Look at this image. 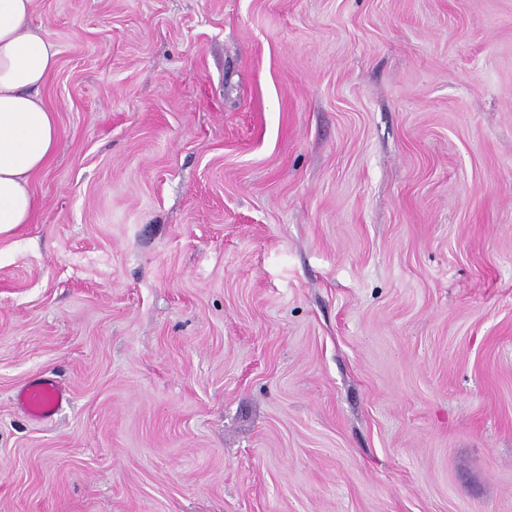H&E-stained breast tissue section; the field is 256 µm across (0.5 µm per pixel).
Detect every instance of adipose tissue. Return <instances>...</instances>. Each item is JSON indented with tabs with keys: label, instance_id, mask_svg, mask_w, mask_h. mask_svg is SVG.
<instances>
[{
	"label": "adipose tissue",
	"instance_id": "ef3b65f1",
	"mask_svg": "<svg viewBox=\"0 0 512 512\" xmlns=\"http://www.w3.org/2000/svg\"><path fill=\"white\" fill-rule=\"evenodd\" d=\"M35 0H0V235L30 223L37 205L31 177L57 144L56 114L40 89L58 51L30 25Z\"/></svg>",
	"mask_w": 512,
	"mask_h": 512
}]
</instances>
